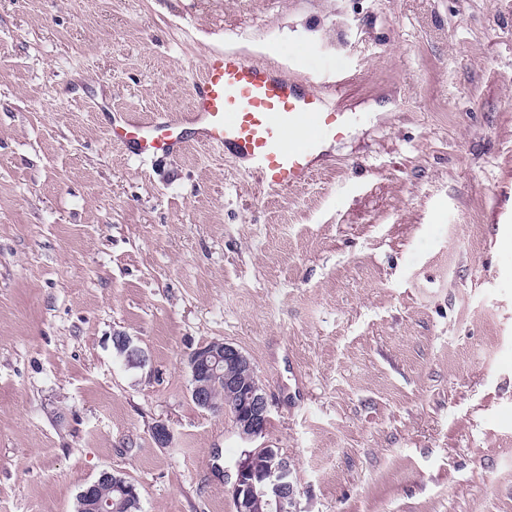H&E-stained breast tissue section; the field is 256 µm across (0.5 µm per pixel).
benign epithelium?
<instances>
[{
    "label": "benign epithelium",
    "mask_w": 512,
    "mask_h": 512,
    "mask_svg": "<svg viewBox=\"0 0 512 512\" xmlns=\"http://www.w3.org/2000/svg\"><path fill=\"white\" fill-rule=\"evenodd\" d=\"M112 343L116 354L127 365H145L146 355L133 345L130 337L114 336ZM186 367L191 398L198 407L212 412H227L238 436L244 441H251L264 433L269 414L268 397L262 385L242 382L243 373L254 370L243 351L231 343L215 340L192 351L187 357ZM221 382L225 393L231 396L225 404L216 402L213 395L214 386ZM266 456L269 463L261 475L254 473L250 451L236 465L233 483L236 512H264L267 507L275 509V512H298V490L288 458L273 448L266 449ZM108 477V472L102 471L98 481L80 493L78 512H85L88 503L95 512H112V499H102L97 495L99 483Z\"/></svg>",
    "instance_id": "obj_1"
}]
</instances>
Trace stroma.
Returning a JSON list of instances; mask_svg holds the SVG:
<instances>
[{
  "label": "stroma",
  "mask_w": 512,
  "mask_h": 512,
  "mask_svg": "<svg viewBox=\"0 0 512 512\" xmlns=\"http://www.w3.org/2000/svg\"><path fill=\"white\" fill-rule=\"evenodd\" d=\"M219 47L348 74L363 122L277 194L199 142H112L115 113L186 111ZM504 199L512 0H0V512H76L105 470L140 512H235L252 446L299 512H512ZM213 340L267 392L253 442L191 399ZM113 347L116 354L122 357L128 366L141 367L144 366L147 357L142 350L133 345V341L129 336H113Z\"/></svg>",
  "instance_id": "obj_1"
}]
</instances>
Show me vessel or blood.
<instances>
[{"label":"vessel or blood","instance_id":"1","mask_svg":"<svg viewBox=\"0 0 512 512\" xmlns=\"http://www.w3.org/2000/svg\"><path fill=\"white\" fill-rule=\"evenodd\" d=\"M347 81L297 80L249 60L236 50H215L205 60L186 111L123 112L110 126L112 142L140 158L168 154L187 144L189 126L201 143L217 148L263 177L270 191L296 187L329 160L360 116L331 102Z\"/></svg>","mask_w":512,"mask_h":512}]
</instances>
